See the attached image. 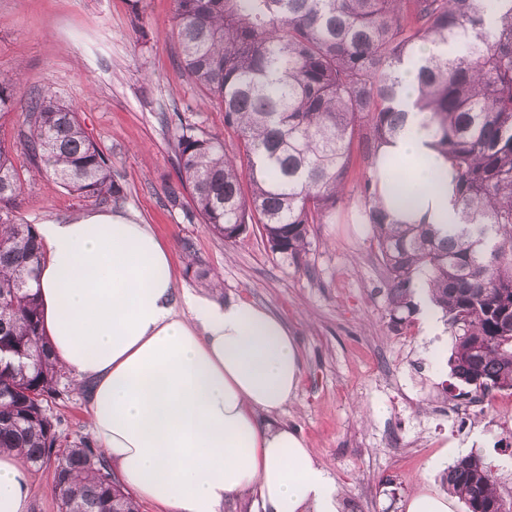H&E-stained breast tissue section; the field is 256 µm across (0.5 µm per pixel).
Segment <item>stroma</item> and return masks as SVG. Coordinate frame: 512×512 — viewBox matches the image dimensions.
Instances as JSON below:
<instances>
[{
  "label": "stroma",
  "mask_w": 512,
  "mask_h": 512,
  "mask_svg": "<svg viewBox=\"0 0 512 512\" xmlns=\"http://www.w3.org/2000/svg\"><path fill=\"white\" fill-rule=\"evenodd\" d=\"M142 5L137 22L129 0H0V76L20 75L17 99L48 88L71 105L124 190L121 200L98 203L30 174L16 111L0 119V142L24 174L17 217L38 225L92 208L136 216L171 245L179 287L201 289L186 272L193 255L218 274L222 299L247 300L281 317L297 338L302 374L278 418L336 480L344 512H405L410 496L440 489L450 461L471 453L495 465L499 491L512 500V447L503 441L512 428V396L501 395L489 414L449 413L458 395L447 367L451 328L443 327L437 344L420 321L400 332L389 327L386 273L360 215V146L352 148L345 195L312 227L303 268L258 234L228 244L167 207L164 187L177 179L173 123L185 118L222 136L229 149L235 138L223 111L203 103L179 67L170 37L173 0ZM50 412L70 439L91 436L76 385L62 390Z\"/></svg>",
  "instance_id": "stroma-1"
}]
</instances>
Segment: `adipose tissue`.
I'll return each mask as SVG.
<instances>
[{"mask_svg":"<svg viewBox=\"0 0 512 512\" xmlns=\"http://www.w3.org/2000/svg\"><path fill=\"white\" fill-rule=\"evenodd\" d=\"M403 130L381 145L377 191L395 219L457 223L454 184L417 103L416 66L399 73ZM37 286L52 360L91 382L101 452L124 486L166 512H342L343 497L303 437L277 418L301 360L285 321L244 300L179 288L173 250L151 225L89 211L40 224ZM31 480L0 453V512H28Z\"/></svg>","mask_w":512,"mask_h":512,"instance_id":"adipose-tissue-1","label":"adipose tissue"}]
</instances>
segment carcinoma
Masks as SVG:
<instances>
[{"label": "carcinoma", "instance_id": "obj_1", "mask_svg": "<svg viewBox=\"0 0 512 512\" xmlns=\"http://www.w3.org/2000/svg\"><path fill=\"white\" fill-rule=\"evenodd\" d=\"M179 66L224 111V139L179 120L178 179L167 206L226 242L255 228L304 265L310 228L341 199L352 145L363 146V223L385 268L389 324L411 325L416 295L454 331L451 377L475 397L512 390V0H174ZM451 58L418 62V103L456 185L459 223L395 224L377 202L379 146L403 127L394 101L401 66L425 44ZM0 77V118L16 108ZM23 151L34 173L99 202L120 198L112 162L77 112L50 90L24 105ZM0 144V452L54 465L60 512H140L89 438L68 441L49 402L69 375L49 359L32 282L44 260L36 228L14 214L22 193ZM190 202H185V195ZM466 512H512L489 463L457 459L443 476Z\"/></svg>", "mask_w": 512, "mask_h": 512}]
</instances>
